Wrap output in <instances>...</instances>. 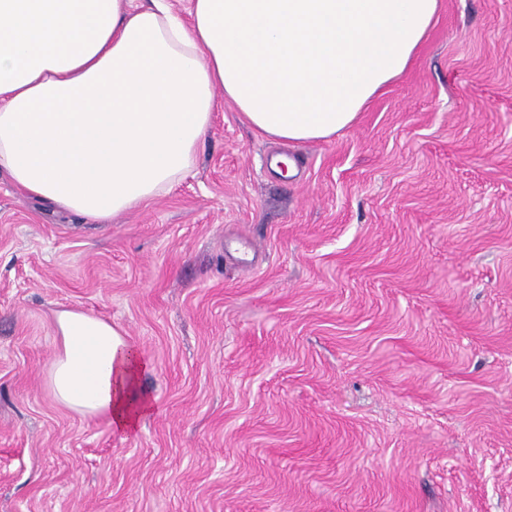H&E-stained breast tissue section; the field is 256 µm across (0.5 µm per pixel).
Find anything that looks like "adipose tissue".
Listing matches in <instances>:
<instances>
[{"instance_id":"adipose-tissue-1","label":"adipose tissue","mask_w":512,"mask_h":512,"mask_svg":"<svg viewBox=\"0 0 512 512\" xmlns=\"http://www.w3.org/2000/svg\"><path fill=\"white\" fill-rule=\"evenodd\" d=\"M0 0V172L97 224L190 169L217 109L281 142L351 126L406 70L439 0ZM46 382L73 414L128 435L155 410L122 331L57 311Z\"/></svg>"}]
</instances>
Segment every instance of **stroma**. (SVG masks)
I'll use <instances>...</instances> for the list:
<instances>
[{
  "instance_id": "obj_1",
  "label": "stroma",
  "mask_w": 512,
  "mask_h": 512,
  "mask_svg": "<svg viewBox=\"0 0 512 512\" xmlns=\"http://www.w3.org/2000/svg\"><path fill=\"white\" fill-rule=\"evenodd\" d=\"M62 308L145 353L136 433L51 398ZM0 512H512V0H440L330 139L221 101L110 223L1 173Z\"/></svg>"
}]
</instances>
